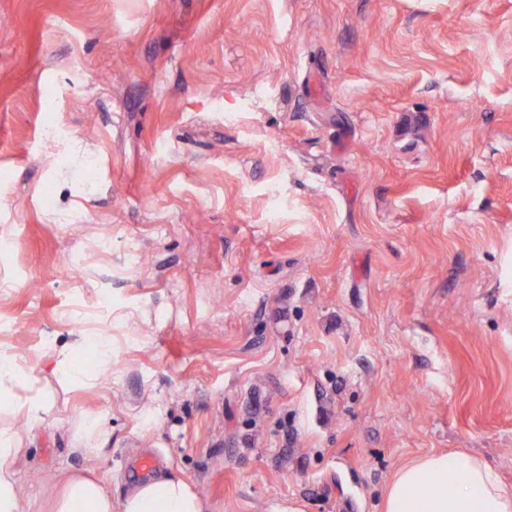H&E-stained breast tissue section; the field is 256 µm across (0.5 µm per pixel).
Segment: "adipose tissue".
Wrapping results in <instances>:
<instances>
[{
	"instance_id": "ef3b65f1",
	"label": "adipose tissue",
	"mask_w": 512,
	"mask_h": 512,
	"mask_svg": "<svg viewBox=\"0 0 512 512\" xmlns=\"http://www.w3.org/2000/svg\"><path fill=\"white\" fill-rule=\"evenodd\" d=\"M20 376L14 355L0 352V402L37 424L51 406L43 398H12ZM18 432L0 428V512H20L15 462L21 451ZM55 512H112V496L103 478L64 473ZM123 512H203V503L187 481L165 474L131 487ZM383 512H512V490L484 459L445 451L419 456L399 467L389 480Z\"/></svg>"
}]
</instances>
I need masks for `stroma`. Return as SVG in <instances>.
<instances>
[{"instance_id":"1","label":"stroma","mask_w":512,"mask_h":512,"mask_svg":"<svg viewBox=\"0 0 512 512\" xmlns=\"http://www.w3.org/2000/svg\"><path fill=\"white\" fill-rule=\"evenodd\" d=\"M0 349L21 512L147 454L204 512L512 489V0H0ZM21 376L19 366L13 354L0 352V397L1 407L11 408L15 414L22 416L27 423L38 424L49 414L51 405L41 397L24 401L17 400L12 393L15 380ZM10 396V399L7 398ZM382 512H512V490L484 459L436 451L394 472Z\"/></svg>"}]
</instances>
